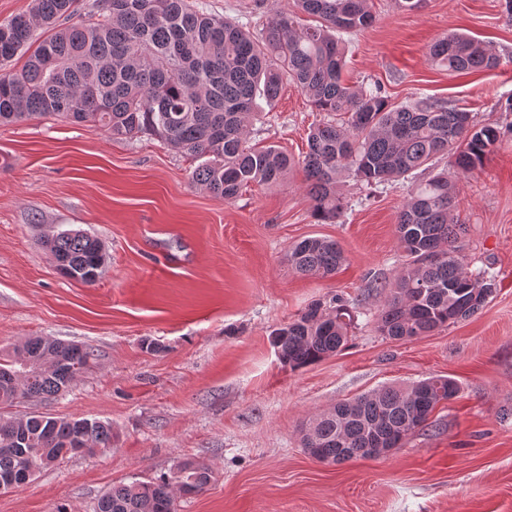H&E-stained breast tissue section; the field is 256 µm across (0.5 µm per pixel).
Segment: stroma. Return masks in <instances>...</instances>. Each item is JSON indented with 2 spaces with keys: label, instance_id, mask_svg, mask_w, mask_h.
I'll return each instance as SVG.
<instances>
[{
  "label": "stroma",
  "instance_id": "obj_1",
  "mask_svg": "<svg viewBox=\"0 0 512 512\" xmlns=\"http://www.w3.org/2000/svg\"><path fill=\"white\" fill-rule=\"evenodd\" d=\"M199 2L253 33L274 10L293 7ZM372 3L373 26L342 36L345 81L380 83L395 104L444 99L503 135L483 166L459 179L455 211L469 226L471 269L496 278L489 302L414 340L377 329L380 284L406 262L397 215L427 171L378 187L342 179V213L320 224L299 170L226 202L193 186V160L161 139H115L39 115L0 125V347L47 336L98 355L67 392L20 410L96 419L113 434L110 451L0 493V512H96L113 485L163 476L185 458L205 461L213 478L180 499L178 512H512V14L504 0H426L413 12ZM451 32L488 41L501 65L464 76L432 66L429 45ZM258 109L251 143L297 158L324 118L290 82ZM59 229L102 242L107 261L95 284L63 276L39 246ZM309 237L342 247L347 261L336 275L289 267V249ZM334 296L352 317L347 347L298 369L282 364L271 332ZM430 376L455 379L457 396L390 455L332 465L302 448L307 418Z\"/></svg>",
  "mask_w": 512,
  "mask_h": 512
}]
</instances>
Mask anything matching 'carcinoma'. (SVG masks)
<instances>
[{"label": "carcinoma", "mask_w": 512, "mask_h": 512, "mask_svg": "<svg viewBox=\"0 0 512 512\" xmlns=\"http://www.w3.org/2000/svg\"><path fill=\"white\" fill-rule=\"evenodd\" d=\"M74 4L33 0L29 12L0 22V125L56 116L101 127L116 139L157 136L197 162L192 184L226 202L252 183L275 184L298 166L313 215L327 224L343 209L336 193L342 176L392 184L446 157L448 167L416 185L397 216L407 263L393 281L377 284L386 291L378 330L397 340L427 336L485 306L495 276L469 270L467 226L451 215L456 180L483 166L501 132L445 101L419 97L394 104L378 83L368 89L344 83L345 50L336 33L371 26L369 0H294L296 10L274 12L257 36L193 0H94V20L87 23L73 21ZM299 12L318 25L299 27ZM40 28L51 34L30 54ZM23 55L21 68H9ZM428 57L455 75L501 65L490 46L457 33L436 39ZM286 80L317 111L337 116L309 129L300 160L247 139L256 96L275 101ZM40 244L76 282L92 285L104 268L101 241L83 230H57ZM344 261L341 246L327 238H306L288 251V264L305 276L326 278ZM350 325L347 305L333 297L273 330L271 342L279 360L295 369L344 348ZM94 357L88 347L43 336L1 347L0 408L64 393ZM25 360L40 366L15 383ZM458 391L454 379L431 376L362 394L306 421L303 448L336 464L365 458L372 442L400 448ZM111 448L112 427L99 420L0 414V482ZM211 478L209 465L184 460L152 481L112 486L97 512H177L176 494H200Z\"/></svg>", "instance_id": "cac0c4a2"}]
</instances>
